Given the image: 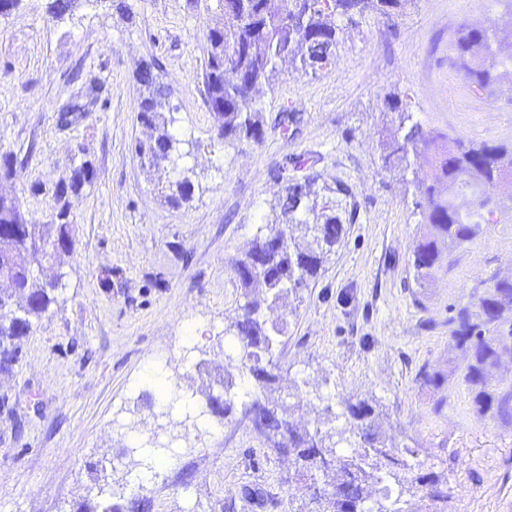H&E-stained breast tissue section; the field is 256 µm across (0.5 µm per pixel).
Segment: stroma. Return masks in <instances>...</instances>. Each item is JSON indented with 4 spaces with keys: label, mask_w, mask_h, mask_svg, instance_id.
Here are the masks:
<instances>
[{
    "label": "stroma",
    "mask_w": 512,
    "mask_h": 512,
    "mask_svg": "<svg viewBox=\"0 0 512 512\" xmlns=\"http://www.w3.org/2000/svg\"><path fill=\"white\" fill-rule=\"evenodd\" d=\"M49 3L20 0L0 16V158L12 166L0 195L46 224L72 169L88 163L91 176L69 198L63 286L0 370V512H75L107 498L146 499L150 512H305L293 457L266 447L241 413L206 443L194 429L241 357L229 331L243 301L233 262L260 227L281 222L289 181L311 182L344 226L317 278L261 304L284 328L273 362L290 420L348 431V402L368 401L415 472L447 477L448 512H512V413L479 412L448 325L512 278V194L493 190V222L422 283L413 249L429 155L383 159L403 112L427 132L512 144V92L476 91L451 64L465 20L496 25L494 53L512 56L504 5L408 0L392 22L339 21L331 64L279 63L255 104L261 139L239 141L217 139L206 103L217 0H82L61 20ZM148 63L168 89V131L194 182L178 207L164 198L174 173L135 152L151 134L137 118ZM154 365L178 400L159 403ZM162 440L177 455L166 480L146 479ZM253 488L261 503L246 498Z\"/></svg>",
    "instance_id": "stroma-1"
}]
</instances>
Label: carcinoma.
<instances>
[{
  "label": "carcinoma",
  "instance_id": "obj_1",
  "mask_svg": "<svg viewBox=\"0 0 512 512\" xmlns=\"http://www.w3.org/2000/svg\"><path fill=\"white\" fill-rule=\"evenodd\" d=\"M406 0H303L300 10L293 14L286 8V0L274 4L272 0H218L219 13L206 33L207 58L203 73L206 102L216 117L218 136L222 139H257L261 135V121L256 99L263 88L270 85L277 70V62L285 57L300 58L302 64L315 70L328 62V47L336 44V19L350 20L367 12L395 17ZM492 28L471 22L461 24L453 37L460 71L477 90L486 91L503 81L512 86V64L495 57L491 49ZM148 65L139 73V82L145 94L138 104L141 123L161 129L145 142L135 144L140 159L158 167L167 165L176 169L181 155L176 153L175 141L165 127L170 120L161 112L162 99L167 88ZM423 139L417 124L405 127L400 121L392 134L390 152L386 158L406 159L408 151L416 150ZM431 184L424 192L425 231L414 248L413 267L416 279L424 280L440 266L448 252L472 240L481 224L489 223L480 214L464 213L455 206L451 190L458 184L472 183L487 188L512 185V149L505 145L475 144L453 139L446 145H434ZM87 163L73 168L69 182L59 188L62 200L56 222L29 224L20 199L0 195V278L10 282L11 295L24 299L19 309L10 307V295L4 297L6 308L0 309V358L13 360L9 346L27 335L33 325L48 311L54 301L46 282L28 272L34 263L56 264L70 253L62 239L72 233L68 204L63 202L67 192H78L89 181ZM193 183L181 176L168 184L166 201L179 206L190 200ZM307 193L300 191L285 195L281 215L308 214L315 223L307 225L311 241L302 248L284 242L270 255L269 266L258 267L260 252L269 237L282 231L277 224H267L259 231L244 257L236 260L234 272L240 283L244 303L236 320L233 336L240 349L239 368L257 379V389L250 400L241 404L247 414L262 410L269 415L265 422L269 433L277 438L281 454L292 455L303 469L320 466L321 457L335 460L332 471L336 478L329 491L314 494L312 500L325 503L322 512H403L395 499L391 507L377 504V510L366 507L371 498L369 487L385 479L394 481L401 489L426 490L427 512H447L448 478L415 475L403 452L385 444L377 431L375 410L367 401L347 405L353 431L358 437V449L351 456H340L333 446L326 444L329 435L316 427L300 430L285 418L289 406L276 394L277 376L270 367L273 347L281 329L267 322L250 294L263 289L271 301L287 299L297 284L318 275L324 258L340 240L344 227L330 209L316 211V204L305 201ZM512 281L498 280L479 299L477 310L462 308L449 320L451 340L466 360L462 381L474 393V402L487 412L497 408L501 414L508 411L512 396L494 394L490 372L495 368L500 343L512 338Z\"/></svg>",
  "mask_w": 512,
  "mask_h": 512
}]
</instances>
